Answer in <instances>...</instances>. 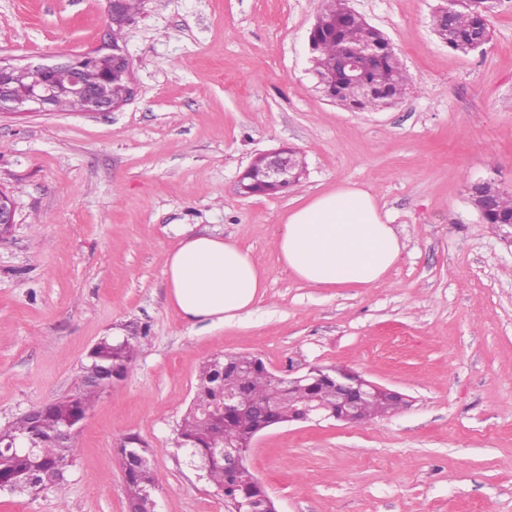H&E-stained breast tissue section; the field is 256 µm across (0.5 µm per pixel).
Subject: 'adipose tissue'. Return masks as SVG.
Instances as JSON below:
<instances>
[{
    "mask_svg": "<svg viewBox=\"0 0 512 512\" xmlns=\"http://www.w3.org/2000/svg\"><path fill=\"white\" fill-rule=\"evenodd\" d=\"M404 244L374 193L342 184L292 209L277 241L283 269L312 288H370ZM169 300L184 320L226 323L251 313L267 274L237 241L188 236L165 259Z\"/></svg>",
    "mask_w": 512,
    "mask_h": 512,
    "instance_id": "ef3b65f1",
    "label": "adipose tissue"
}]
</instances>
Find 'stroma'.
<instances>
[{
    "label": "stroma",
    "instance_id": "stroma-1",
    "mask_svg": "<svg viewBox=\"0 0 512 512\" xmlns=\"http://www.w3.org/2000/svg\"><path fill=\"white\" fill-rule=\"evenodd\" d=\"M437 0H349L409 76L379 111L326 98L309 72L322 0H145L123 43L135 97L112 112L0 115V429L69 394L92 345L142 348L74 439L63 491L0 492V512H127L116 448L146 445L161 512H224L177 451L201 365L249 353L277 375L344 367L399 391L388 416L285 423L248 466L278 512H512V239L467 185L512 195V0L491 39L453 51ZM106 0H0V56L50 64L107 48ZM299 153L300 179L240 196L258 154ZM353 183L405 244L371 288H311L280 266L288 212ZM231 238L266 269V298L228 324L189 323L164 261L182 233Z\"/></svg>",
    "mask_w": 512,
    "mask_h": 512
}]
</instances>
